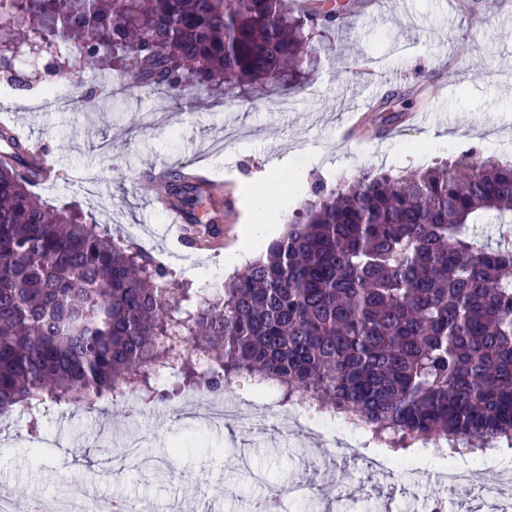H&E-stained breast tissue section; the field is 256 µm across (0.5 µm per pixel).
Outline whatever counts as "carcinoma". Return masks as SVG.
Listing matches in <instances>:
<instances>
[{"instance_id": "cac0c4a2", "label": "carcinoma", "mask_w": 512, "mask_h": 512, "mask_svg": "<svg viewBox=\"0 0 512 512\" xmlns=\"http://www.w3.org/2000/svg\"><path fill=\"white\" fill-rule=\"evenodd\" d=\"M0 44L70 47L68 76H112L178 96L190 82L250 94L300 86L336 17L284 0H12ZM0 159V415L38 431L49 404L91 409L240 378L280 401L320 406L400 457L444 440L512 448V165L467 157L408 175L361 173L316 199L265 254L213 293L169 287V271L76 209H49L39 170ZM200 179L174 173L181 203ZM182 385L162 393L158 372Z\"/></svg>"}]
</instances>
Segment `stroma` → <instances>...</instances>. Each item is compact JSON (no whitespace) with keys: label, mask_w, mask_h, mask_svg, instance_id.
Returning a JSON list of instances; mask_svg holds the SVG:
<instances>
[{"label":"stroma","mask_w":512,"mask_h":512,"mask_svg":"<svg viewBox=\"0 0 512 512\" xmlns=\"http://www.w3.org/2000/svg\"><path fill=\"white\" fill-rule=\"evenodd\" d=\"M44 66L16 61L28 87L15 98L13 116L59 173L57 181L37 186V194L55 209L78 204L118 235L139 225L134 244L174 272L177 283L196 288L221 287L264 254L263 239L241 247L244 191L254 184L267 186L279 235L313 200L316 186L334 189L362 171L405 175L465 154L512 161V0H497L490 11L482 0H364L322 40L316 71L291 93L285 112L247 97L220 94L201 102L148 97L135 88L110 109L87 79L73 85V107L32 115L31 99L52 81ZM475 66L483 72L477 79ZM419 82L436 93L431 118L421 128L399 131L402 116L419 107L410 94ZM371 87L381 105L364 139L340 141L336 129L346 119V104ZM460 127L469 128L471 138L448 139ZM147 159L212 174L215 185L203 197L209 218L223 230L212 246L187 248L162 234L165 211L136 189ZM298 167L304 177L293 193L283 194L282 183ZM141 429L151 431L150 448L168 462L162 472L120 456L118 434ZM267 435L264 443L234 427L205 428L175 417L163 402L141 418L130 415L123 399L101 402L91 412L51 405L37 437H30L22 415L0 424V488L22 501L82 490L100 498L118 490L201 503L223 499L228 484L250 497L254 472L270 486H357L360 474L344 457L302 463L304 437L282 433L273 422Z\"/></svg>","instance_id":"stroma-1"}]
</instances>
